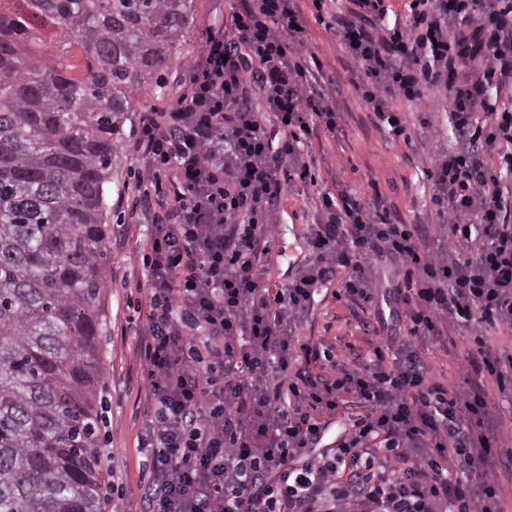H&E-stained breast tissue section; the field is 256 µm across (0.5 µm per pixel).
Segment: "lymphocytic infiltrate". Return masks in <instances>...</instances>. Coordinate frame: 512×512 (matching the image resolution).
Wrapping results in <instances>:
<instances>
[{
  "mask_svg": "<svg viewBox=\"0 0 512 512\" xmlns=\"http://www.w3.org/2000/svg\"><path fill=\"white\" fill-rule=\"evenodd\" d=\"M352 16L313 0L358 64L355 85L392 138L398 99L448 91L457 149L426 173L434 224L392 222L380 196L315 200L310 264L285 287L265 282L272 217L299 180L303 144L336 131L308 67L298 0H247L182 67L190 87L168 112H143L129 148L173 165L164 201H144L140 360L148 420L142 512H503L512 470V351L485 329L512 330V220L500 176L512 173V0H353ZM496 89L497 101L487 92ZM266 112H245L252 92ZM402 274L389 293L404 327L364 351L330 356L300 336L315 297L339 283L364 315L380 302L369 259ZM464 326L454 384L422 353ZM341 432L322 448L332 423Z\"/></svg>",
  "mask_w": 512,
  "mask_h": 512,
  "instance_id": "f902f5d3",
  "label": "lymphocytic infiltrate"
}]
</instances>
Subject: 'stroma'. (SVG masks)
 I'll use <instances>...</instances> for the list:
<instances>
[{
	"label": "stroma",
	"mask_w": 512,
	"mask_h": 512,
	"mask_svg": "<svg viewBox=\"0 0 512 512\" xmlns=\"http://www.w3.org/2000/svg\"><path fill=\"white\" fill-rule=\"evenodd\" d=\"M307 15L305 40L322 64L324 89L332 97L345 122L336 134L319 131L304 147L312 159L314 182L296 183L276 211L278 232L271 244L266 264L268 287L276 288L290 280L308 259L306 235L313 222L312 200L321 193L347 190L362 199L372 193L383 196L391 218L406 224L434 221L430 197L432 184L421 161L422 147L415 120L427 115L440 133L443 148L457 146L451 135L448 106L443 94L432 90L414 102H400L398 108L412 123L409 141L394 140L380 128L373 111L359 97L354 84L359 69L337 36L312 20V0H299ZM242 7V0H192L190 26L182 54L174 58L166 73L163 95H140L134 101L123 127L124 145L112 159V169L104 185L105 222L109 226L106 246L109 265L101 290L99 308L108 331L102 339L103 386L102 458L105 483L102 488V512H141L139 485L143 477L144 457L139 441L145 428L147 399L141 381L137 332L140 321L132 308L136 297L130 284L138 268L130 259L132 247L142 242L145 232L140 221L130 218L127 208L118 202L127 190L141 181L142 161L126 148L131 131L141 112H163L172 107L189 86V77L181 67L184 58L195 55L213 26L221 25ZM462 327L449 329L444 343L431 344L426 357L454 381L456 370L466 352L460 341ZM302 336L325 341L337 352L347 346H363L367 337L352 309L336 302L332 289H324L320 302L307 316Z\"/></svg>",
	"instance_id": "obj_1"
}]
</instances>
